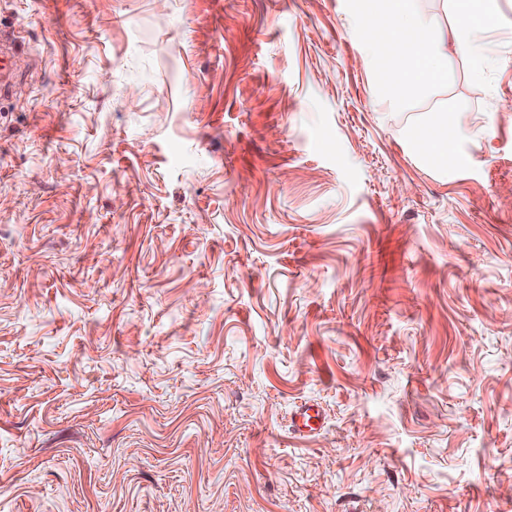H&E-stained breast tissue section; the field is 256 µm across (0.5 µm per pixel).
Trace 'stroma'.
Returning a JSON list of instances; mask_svg holds the SVG:
<instances>
[{"mask_svg": "<svg viewBox=\"0 0 512 512\" xmlns=\"http://www.w3.org/2000/svg\"><path fill=\"white\" fill-rule=\"evenodd\" d=\"M373 22L0 0V512H512V0L410 96ZM19 53L17 37L13 32L0 30V70L12 72ZM421 135L414 137L421 140V144L427 149V157L433 163L448 161V135L446 129L439 127H422ZM319 411L311 405H301L292 417V428L294 432H315L319 425Z\"/></svg>", "mask_w": 512, "mask_h": 512, "instance_id": "35a3bbf8", "label": "stroma"}]
</instances>
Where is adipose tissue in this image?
Here are the masks:
<instances>
[{
    "mask_svg": "<svg viewBox=\"0 0 512 512\" xmlns=\"http://www.w3.org/2000/svg\"><path fill=\"white\" fill-rule=\"evenodd\" d=\"M369 38L372 52L403 57L398 80L408 91L447 81L451 55L482 60L479 31L454 37L436 31L432 19L414 11L412 0H387V20L373 25Z\"/></svg>",
    "mask_w": 512,
    "mask_h": 512,
    "instance_id": "ef3b65f1",
    "label": "adipose tissue"
}]
</instances>
